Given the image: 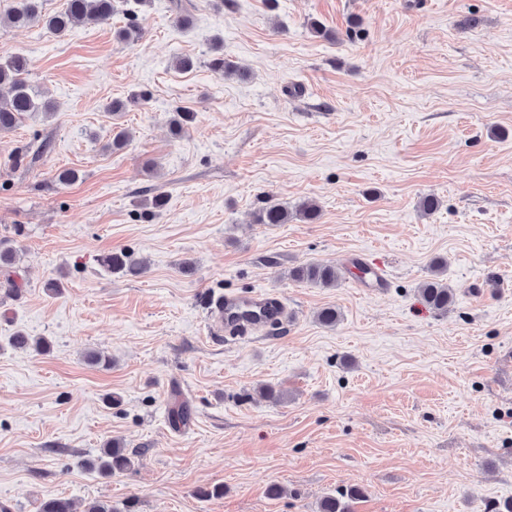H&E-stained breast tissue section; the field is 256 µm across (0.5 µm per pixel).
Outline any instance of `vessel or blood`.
<instances>
[{"mask_svg":"<svg viewBox=\"0 0 512 512\" xmlns=\"http://www.w3.org/2000/svg\"><path fill=\"white\" fill-rule=\"evenodd\" d=\"M288 315L287 303L276 293L257 290L243 296L227 292L210 302L207 323L211 334L241 341L266 326L283 323Z\"/></svg>","mask_w":512,"mask_h":512,"instance_id":"b4317fda","label":"vessel or blood"}]
</instances>
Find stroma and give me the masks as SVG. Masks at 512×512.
Returning a JSON list of instances; mask_svg holds the SVG:
<instances>
[{
    "label": "stroma",
    "mask_w": 512,
    "mask_h": 512,
    "mask_svg": "<svg viewBox=\"0 0 512 512\" xmlns=\"http://www.w3.org/2000/svg\"><path fill=\"white\" fill-rule=\"evenodd\" d=\"M13 4L0 0V59L27 55L55 109L0 133V240L22 285L0 282V507L318 512L351 487L352 512L512 502V0H149L133 44L116 37L125 11L57 38L2 24ZM219 40L243 78L207 67ZM179 109L195 119L176 138ZM36 135L52 151L13 166ZM65 168L77 180L50 186ZM266 197L321 217L255 223ZM120 250L147 270L99 264ZM356 252L389 288L356 286ZM438 258L444 314L418 293ZM307 263L342 269L338 285L289 277ZM227 289L276 292L292 318L212 337L205 304ZM329 305L333 327L315 319ZM20 332L50 351L15 347ZM111 439L133 464L106 476L89 462ZM215 485L223 496H200Z\"/></svg>",
    "instance_id": "1"
}]
</instances>
